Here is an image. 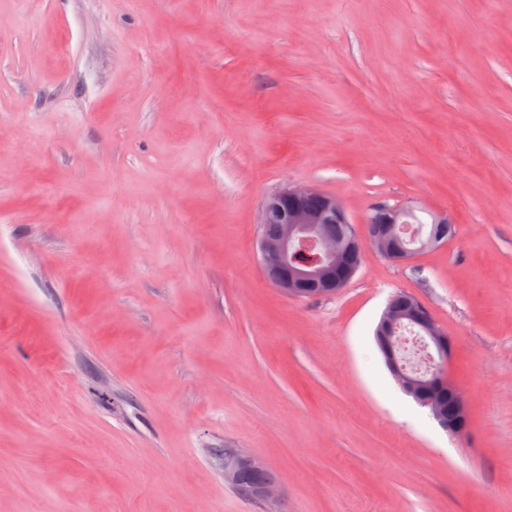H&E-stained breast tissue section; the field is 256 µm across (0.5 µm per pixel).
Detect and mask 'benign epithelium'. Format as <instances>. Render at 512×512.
Masks as SVG:
<instances>
[{
  "mask_svg": "<svg viewBox=\"0 0 512 512\" xmlns=\"http://www.w3.org/2000/svg\"><path fill=\"white\" fill-rule=\"evenodd\" d=\"M414 211L415 208L404 206L375 208L368 223L377 228L366 229L363 240L336 196L313 185L281 189L269 195L261 209L259 252L263 267L278 269L279 277L273 284L289 298L334 296L348 285L359 269V262H349L347 257L359 255L366 242L398 263L414 257L415 251L399 246L405 224ZM272 223L280 225L274 237L263 232L265 225ZM328 224L349 225L346 238L337 240L326 234ZM401 320L415 324L442 347L444 365L439 378L449 380L447 362L451 361L452 350L445 348L446 332L429 309L416 298L399 303L393 298L381 317L379 332L384 336L390 334ZM233 456L235 464L224 469V478L232 484L239 481L241 467L256 463L248 453L236 450Z\"/></svg>",
  "mask_w": 512,
  "mask_h": 512,
  "instance_id": "1",
  "label": "benign epithelium"
}]
</instances>
